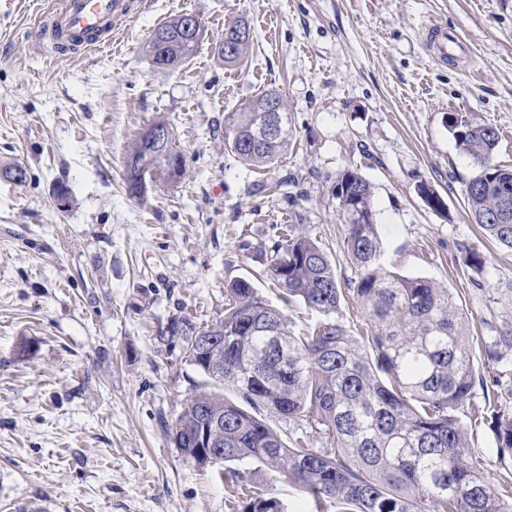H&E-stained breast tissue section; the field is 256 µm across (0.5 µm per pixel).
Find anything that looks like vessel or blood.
Masks as SVG:
<instances>
[{"label": "vessel or blood", "mask_w": 512, "mask_h": 512, "mask_svg": "<svg viewBox=\"0 0 512 512\" xmlns=\"http://www.w3.org/2000/svg\"><path fill=\"white\" fill-rule=\"evenodd\" d=\"M150 0H55L47 26L57 48L87 51L108 47L113 25L134 21Z\"/></svg>", "instance_id": "vessel-or-blood-1"}]
</instances>
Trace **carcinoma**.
Listing matches in <instances>:
<instances>
[{
  "label": "carcinoma",
  "instance_id": "carcinoma-1",
  "mask_svg": "<svg viewBox=\"0 0 512 512\" xmlns=\"http://www.w3.org/2000/svg\"><path fill=\"white\" fill-rule=\"evenodd\" d=\"M231 25L242 30L239 45L228 56L221 41L217 56L235 67L252 33L242 20ZM145 50L173 69L198 48L185 38L179 15L150 32ZM271 96L281 106L280 127L268 139L264 128L273 113L259 107ZM447 126L475 165L465 184L472 220L511 251L512 167L494 159L499 131L462 112L448 114ZM291 131L288 107L276 89L224 114V145L247 166L273 165L288 151ZM154 168L158 182L175 183L186 158L171 140L158 147L136 137L124 173L130 196H148L142 178ZM0 177L23 184L27 168L1 166ZM419 193L431 210H445L427 183L419 185ZM332 196L346 228L343 248L356 269L350 288L341 287L325 249L296 224L280 225L267 269L284 304L299 300L321 316L306 332L290 330L284 311L243 278L226 288L224 317L201 329L188 319L171 324L185 340L187 361L208 379V387L186 399L174 442L192 458L200 433L217 419L224 422L217 448L227 464L224 489L239 500L242 512H285V505L258 492L252 473L233 468L237 463L280 472L317 510L330 499L336 512H512V483L490 487L469 455L467 430L457 415L468 408L478 419L482 409L472 404L475 389L491 387L484 403L491 409L496 461L511 470L512 323L474 342L449 289L381 263L373 184L348 166L338 174ZM347 291L365 318L359 338L350 336L342 318ZM201 336L213 339L207 353L197 346ZM478 348L493 364L487 378L475 365ZM266 414L305 422L330 447H312L304 433L284 442L262 419Z\"/></svg>",
  "mask_w": 512,
  "mask_h": 512
}]
</instances>
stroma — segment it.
Segmentation results:
<instances>
[{"mask_svg": "<svg viewBox=\"0 0 512 512\" xmlns=\"http://www.w3.org/2000/svg\"><path fill=\"white\" fill-rule=\"evenodd\" d=\"M51 2L0 0V165L29 173L0 179V512H241L223 466L172 441L205 379L168 327L223 316L239 278L272 297L261 272L279 224L322 241L347 284L331 194L347 166L375 187L390 270L448 288L474 334L512 320V253L474 224V164L446 125L466 112L495 126V160L512 166V0H152L113 30L110 53L77 55L37 34ZM184 13L203 23L198 52L154 68L149 33ZM236 19L253 42L227 67L215 45ZM430 29L460 35L467 53L439 60ZM270 89L288 101L294 141L257 171L226 149L224 115ZM159 119L187 173L142 201L126 192L125 164ZM423 182L446 214L426 206ZM470 250L482 272L464 265ZM253 479L287 512H311L280 473L260 467Z\"/></svg>", "mask_w": 512, "mask_h": 512, "instance_id": "obj_1", "label": "stroma"}]
</instances>
